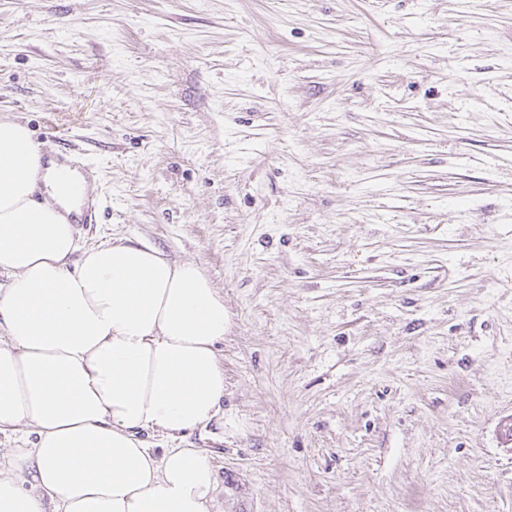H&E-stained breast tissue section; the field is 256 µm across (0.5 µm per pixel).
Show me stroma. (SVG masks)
Returning <instances> with one entry per match:
<instances>
[{
  "label": "stroma",
  "mask_w": 512,
  "mask_h": 512,
  "mask_svg": "<svg viewBox=\"0 0 512 512\" xmlns=\"http://www.w3.org/2000/svg\"><path fill=\"white\" fill-rule=\"evenodd\" d=\"M0 119L224 297L211 512H512V0H0Z\"/></svg>",
  "instance_id": "1"
}]
</instances>
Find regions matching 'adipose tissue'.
<instances>
[{"mask_svg":"<svg viewBox=\"0 0 512 512\" xmlns=\"http://www.w3.org/2000/svg\"><path fill=\"white\" fill-rule=\"evenodd\" d=\"M49 199H34L37 189ZM85 178L0 119V512H210L198 448L141 430L205 427L224 398V298L192 261L147 245L80 249Z\"/></svg>","mask_w":512,"mask_h":512,"instance_id":"ef3b65f1","label":"adipose tissue"}]
</instances>
